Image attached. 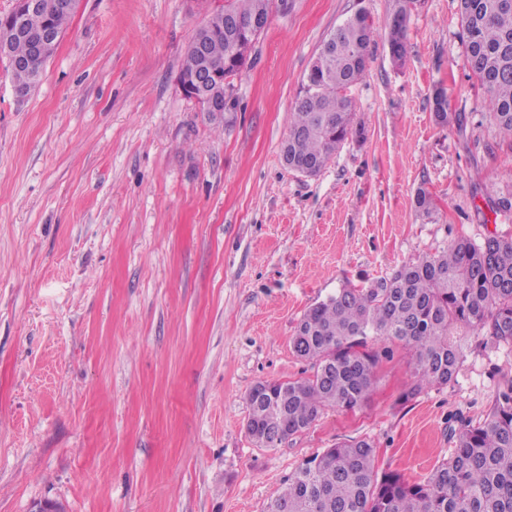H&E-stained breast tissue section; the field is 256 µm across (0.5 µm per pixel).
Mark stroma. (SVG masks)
<instances>
[{"label":"stroma","mask_w":512,"mask_h":512,"mask_svg":"<svg viewBox=\"0 0 512 512\" xmlns=\"http://www.w3.org/2000/svg\"><path fill=\"white\" fill-rule=\"evenodd\" d=\"M224 0H79L26 101L0 60V512H266L285 480L342 441L379 471L424 480L512 382V349H469L453 382L402 394L403 352L359 409L325 408L265 447L246 431L260 382L308 377L290 344L303 313L446 250L512 238V134L484 115L458 0H275L235 81L202 111L177 76ZM366 13L376 31L347 92L354 122L316 176L282 159L322 44ZM464 125H436L434 86ZM433 201L415 207L418 190ZM406 31H407V14L403 7L395 10L392 14L391 25L388 33V48L394 54L402 59L405 57L406 49ZM391 54V53H390ZM391 54L395 62H399L398 58Z\"/></svg>","instance_id":"stroma-1"}]
</instances>
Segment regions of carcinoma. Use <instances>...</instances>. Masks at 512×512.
<instances>
[{
	"label": "carcinoma",
	"instance_id": "obj_1",
	"mask_svg": "<svg viewBox=\"0 0 512 512\" xmlns=\"http://www.w3.org/2000/svg\"><path fill=\"white\" fill-rule=\"evenodd\" d=\"M469 66L487 90V117L512 132V0H459ZM272 0H224L210 26L217 33L188 46L180 70L191 75L204 64L224 77L235 109L234 77L245 63L229 35L232 16L265 18ZM71 11H28L22 16L30 39H10L28 65L11 70L13 86L27 87L41 75L44 59L31 40L44 30L67 29ZM407 14H392L389 51L406 55ZM374 30L358 12L340 23L326 46L327 71L308 75L291 112L283 160L288 169L322 170L340 144L363 135L354 125L346 91L362 77ZM438 124H464L448 111L441 89L432 96ZM486 336L491 348L512 347V238L489 236L476 244L456 238L446 250L405 264L366 288H342L308 309L291 337L295 355L312 363L311 377L260 383L248 394V434L258 443L270 432L293 436L308 429L326 407L354 410L372 387L380 363L394 346L412 357L413 380L403 400L454 380L465 358L467 336ZM454 448L429 477L410 484L394 471L378 473L372 441H342L300 466L266 512H512V383L499 389L487 417L450 429Z\"/></svg>",
	"mask_w": 512,
	"mask_h": 512
}]
</instances>
